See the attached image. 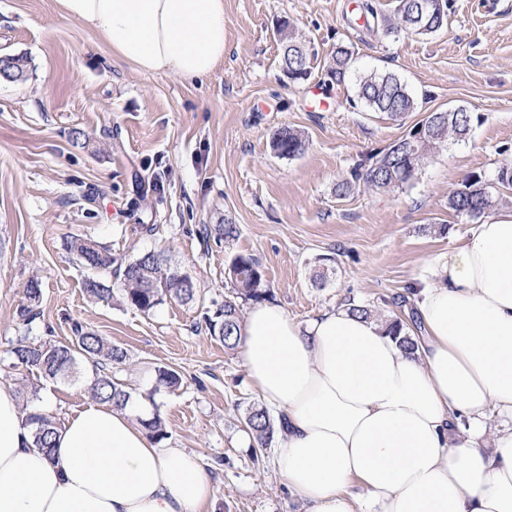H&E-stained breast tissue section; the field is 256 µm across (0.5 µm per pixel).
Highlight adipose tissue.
Instances as JSON below:
<instances>
[{"label": "adipose tissue", "mask_w": 512, "mask_h": 512, "mask_svg": "<svg viewBox=\"0 0 512 512\" xmlns=\"http://www.w3.org/2000/svg\"><path fill=\"white\" fill-rule=\"evenodd\" d=\"M113 55L143 73L187 79L224 59V0H57ZM416 305L425 337L407 350L347 307L306 323L254 306L240 330L244 366L280 415L273 456L306 512H512V218L482 219ZM146 407L91 404L32 444L0 387V512H201L214 486L197 456L149 440ZM467 421V440L453 432ZM358 482L366 493L347 492Z\"/></svg>", "instance_id": "adipose-tissue-1"}]
</instances>
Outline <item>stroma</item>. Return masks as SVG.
I'll return each instance as SVG.
<instances>
[{"instance_id": "obj_1", "label": "stroma", "mask_w": 512, "mask_h": 512, "mask_svg": "<svg viewBox=\"0 0 512 512\" xmlns=\"http://www.w3.org/2000/svg\"><path fill=\"white\" fill-rule=\"evenodd\" d=\"M359 0H224V61L210 75L145 74L113 57L97 33L63 16L56 0H0V55H20L26 76L0 81V386L52 389L54 417L89 404L94 368L81 363L49 380L16 367L21 338L66 342L74 324L124 349L113 376L131 399L158 410L166 443L200 456L217 488L202 512H305L271 452L241 447L240 415L261 397L239 351L225 350L206 315L230 292L225 269L238 253L257 259L272 305L303 323L354 301L382 319L424 331L410 298L436 284V261L470 230L448 198L481 176L512 212V0H448V23L430 36L350 28ZM305 39L311 74L281 67L280 25ZM352 44L362 71L395 74L417 98L403 118L364 109L354 82L324 85L337 42ZM319 88L329 110L313 109ZM462 107L469 137L425 160L408 186L337 183L360 160L406 133L425 113ZM302 131L306 151L281 158L270 139ZM238 228L203 242L206 224ZM89 238L131 259L163 250L199 284L196 301L165 300L153 312L84 291L87 277L66 248ZM41 283L40 317L18 309L29 279ZM179 387L156 390L158 368Z\"/></svg>"}]
</instances>
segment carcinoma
Listing matches in <instances>:
<instances>
[{
  "mask_svg": "<svg viewBox=\"0 0 512 512\" xmlns=\"http://www.w3.org/2000/svg\"><path fill=\"white\" fill-rule=\"evenodd\" d=\"M416 4L417 0H397L395 20L391 21L380 18L374 4L364 0L358 6L356 20L363 21L367 28L381 25L389 33L407 32L412 29V23L417 17ZM447 8L448 0H441V6L429 11L423 19L426 29L419 32V35L428 36L442 29L447 20ZM279 33L283 34L282 69L293 82L307 80L311 70L305 41L297 33L288 30L286 24L280 27ZM354 55L352 45L342 42L336 44L332 61L326 70L329 82L342 84L346 81L354 65ZM357 96L372 111L383 112L395 118L417 109L412 95L391 73L370 72L359 77ZM474 121L475 117L465 109L460 112L434 110L425 113L403 136L369 159L355 164L349 176L337 184V195L346 196L362 183L381 189L399 188L412 183L418 176L422 162L429 155L446 147L449 137L452 136L458 141L465 139ZM271 148L278 156L291 159L304 153L306 141L299 131L281 127L271 137ZM498 204L499 201L483 186L479 176L469 179L462 189L448 199L451 210L469 218H480ZM236 233L237 229L233 224H206L203 238L207 241L212 238L218 241L227 240L235 237ZM66 248L87 270L98 272L114 268L119 271L123 303L142 313L153 311L166 298L189 303L196 295L194 279L174 264L163 251H148L127 260L85 238L68 240ZM226 272L232 295L224 298V303L216 308L213 315L206 318V329L211 336L224 343V348L234 350L240 341V305L248 301H267L271 299V294L266 288L258 261L250 255L239 253L231 257ZM84 288L94 298L112 297V288L94 277L85 279ZM40 297V282L36 279L28 280L25 286V303L19 309V316L27 326L38 319ZM387 327L391 334L399 338L404 349L415 347L412 337L405 333L406 326L402 320L391 319L387 322ZM11 354L17 366L51 380L68 375L79 360L96 368L105 361L119 364L126 357L121 348L79 325L74 327V336L69 342L34 343L21 339L12 347ZM89 394L93 400L108 404L115 410L125 409L130 400V394L122 388L121 383L107 373H95ZM29 420L35 425L33 446L47 454L51 453L52 437L57 423L49 417L35 414L29 416ZM243 422L245 429L253 435L257 450L261 452L269 449L278 436L275 418L263 405L247 408ZM142 425L149 436L157 441L167 436L164 421L158 413L142 421Z\"/></svg>",
  "mask_w": 512,
  "mask_h": 512,
  "instance_id": "carcinoma-1",
  "label": "carcinoma"
}]
</instances>
